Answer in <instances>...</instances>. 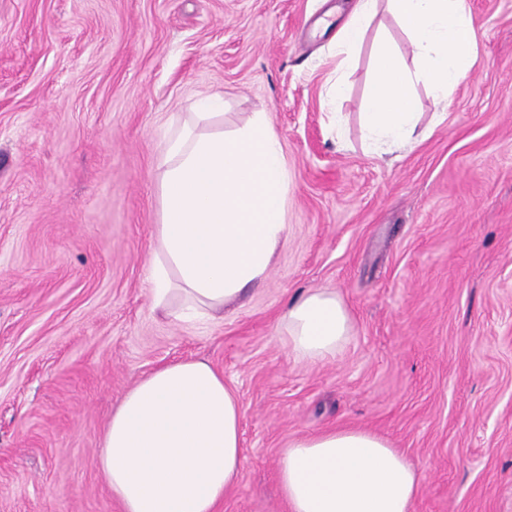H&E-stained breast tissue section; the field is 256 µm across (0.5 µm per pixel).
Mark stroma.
I'll return each instance as SVG.
<instances>
[{"label":"stroma","mask_w":512,"mask_h":512,"mask_svg":"<svg viewBox=\"0 0 512 512\" xmlns=\"http://www.w3.org/2000/svg\"><path fill=\"white\" fill-rule=\"evenodd\" d=\"M354 0H0V512H123L97 467L126 392L201 359L242 404L217 512H289L288 440L370 430L419 468L412 512H512V0H467L474 64L428 133L366 152L380 13L330 106ZM266 113L288 167L287 242L218 322L153 312L157 163L192 103ZM341 112L342 126L333 114ZM344 299L336 355L290 354L281 316Z\"/></svg>","instance_id":"obj_1"}]
</instances>
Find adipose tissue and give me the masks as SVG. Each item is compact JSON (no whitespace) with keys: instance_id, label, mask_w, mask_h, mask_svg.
Returning <instances> with one entry per match:
<instances>
[{"instance_id":"obj_1","label":"adipose tissue","mask_w":512,"mask_h":512,"mask_svg":"<svg viewBox=\"0 0 512 512\" xmlns=\"http://www.w3.org/2000/svg\"><path fill=\"white\" fill-rule=\"evenodd\" d=\"M409 40L415 70L397 45L373 47L374 80L361 122L370 153L402 151L417 140L421 114L412 88L437 104L473 65L465 0H356L336 42L344 69L379 8ZM224 100L213 95L171 129L158 164L161 218L154 228L152 308L177 320L223 319L224 309L263 282L287 242L288 167L263 113L225 131ZM285 344L312 362L349 340L350 313L335 292L309 290L283 315ZM241 404L208 363L165 365L124 396L109 422L98 466L123 512H216L242 468ZM289 512H411L416 465L382 436L331 429L289 440L278 468Z\"/></svg>"}]
</instances>
